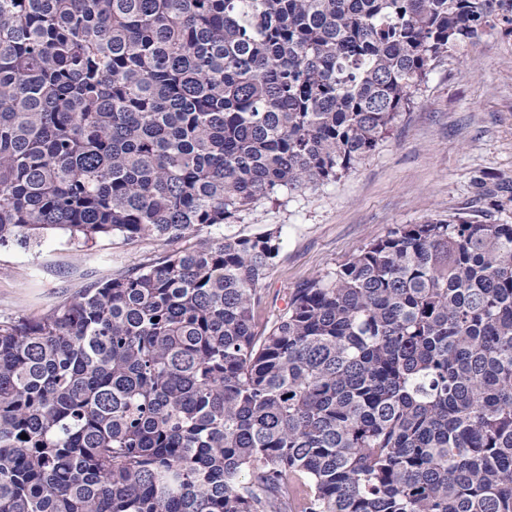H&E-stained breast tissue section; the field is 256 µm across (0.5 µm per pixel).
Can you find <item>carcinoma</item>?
<instances>
[{
    "label": "carcinoma",
    "instance_id": "carcinoma-1",
    "mask_svg": "<svg viewBox=\"0 0 512 512\" xmlns=\"http://www.w3.org/2000/svg\"><path fill=\"white\" fill-rule=\"evenodd\" d=\"M512 0H0V245L155 262L0 321V512H512V224H400L255 330L281 229ZM27 438H21V435Z\"/></svg>",
    "mask_w": 512,
    "mask_h": 512
}]
</instances>
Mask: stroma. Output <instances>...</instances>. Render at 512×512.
<instances>
[{"label":"stroma","instance_id":"stroma-1","mask_svg":"<svg viewBox=\"0 0 512 512\" xmlns=\"http://www.w3.org/2000/svg\"><path fill=\"white\" fill-rule=\"evenodd\" d=\"M463 216L512 224V35L497 31L432 68L411 111L340 180L259 206L205 236L280 227L281 249L262 287L258 324L303 280L326 273L398 224ZM153 237L104 238L91 255L55 230L39 246H0V320L38 316L86 282L156 259Z\"/></svg>","mask_w":512,"mask_h":512}]
</instances>
